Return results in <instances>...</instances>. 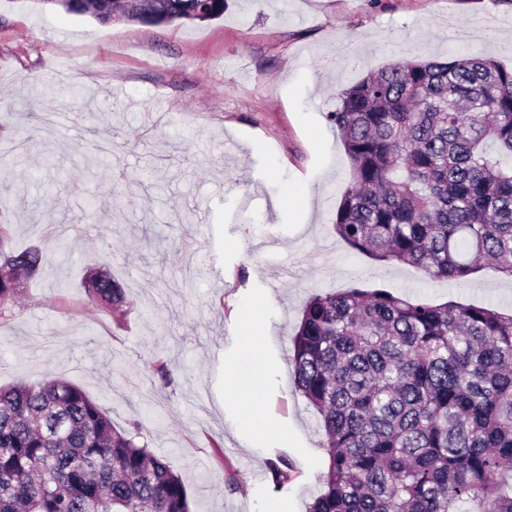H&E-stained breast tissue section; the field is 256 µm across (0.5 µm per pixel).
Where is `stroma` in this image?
Listing matches in <instances>:
<instances>
[{
	"label": "stroma",
	"mask_w": 512,
	"mask_h": 512,
	"mask_svg": "<svg viewBox=\"0 0 512 512\" xmlns=\"http://www.w3.org/2000/svg\"><path fill=\"white\" fill-rule=\"evenodd\" d=\"M406 50L511 69L512 0H225L219 18L161 25L0 0V144L25 145L16 174L0 176L4 248L55 250L0 314V386H79L166 458L191 512H305L327 455L288 358L312 295L356 287L512 309V278L491 266L463 284L433 280L333 229L352 169L329 114L342 89ZM59 84L71 102L53 98ZM106 105L108 153L66 118ZM143 169L152 179L129 189ZM18 192L35 209L11 213ZM98 269L124 283V317L86 292ZM258 305L249 354L243 315ZM250 355L266 374L225 401ZM253 400L280 438L243 424ZM282 455L293 468L279 487L270 464Z\"/></svg>",
	"instance_id": "35a3bbf8"
}]
</instances>
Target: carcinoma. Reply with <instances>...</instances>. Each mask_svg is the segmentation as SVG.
Here are the masks:
<instances>
[{"label": "carcinoma", "instance_id": "cac0c4a2", "mask_svg": "<svg viewBox=\"0 0 512 512\" xmlns=\"http://www.w3.org/2000/svg\"><path fill=\"white\" fill-rule=\"evenodd\" d=\"M55 2L101 22L119 0ZM158 21L204 22L224 0H141ZM352 164L333 229L373 259L466 282L512 278V70L491 58L402 57L331 113ZM0 309L50 249H3ZM92 300L123 313L107 273ZM297 387L328 455L308 512H512V311L349 288L312 296L291 338ZM0 512H190L165 458L52 377L0 389Z\"/></svg>", "mask_w": 512, "mask_h": 512}]
</instances>
